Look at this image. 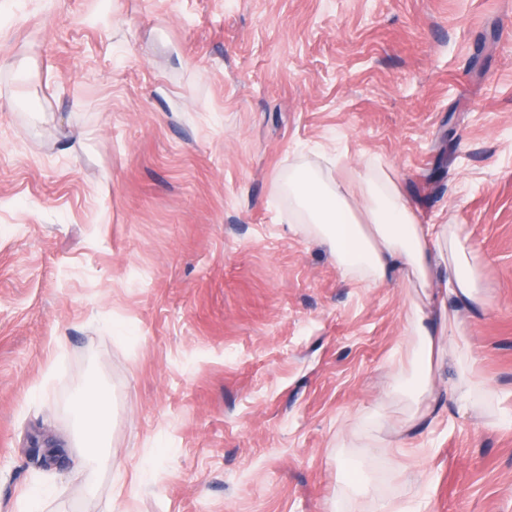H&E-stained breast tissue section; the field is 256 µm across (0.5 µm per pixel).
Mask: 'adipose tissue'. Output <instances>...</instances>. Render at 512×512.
<instances>
[{
	"instance_id": "adipose-tissue-1",
	"label": "adipose tissue",
	"mask_w": 512,
	"mask_h": 512,
	"mask_svg": "<svg viewBox=\"0 0 512 512\" xmlns=\"http://www.w3.org/2000/svg\"><path fill=\"white\" fill-rule=\"evenodd\" d=\"M288 195L297 222L328 246L348 280L368 288L406 285L411 372L395 374L393 381L409 402L412 420L431 415L435 379L449 366L456 371L449 398L459 410L475 408L486 387L473 373L470 319L463 311L487 309L490 299L462 227L419 223L393 183L372 177L359 178L353 190L314 169L298 168L288 177ZM110 404L109 392L92 387L76 406L88 449L75 461L88 486L109 461L102 446Z\"/></svg>"
}]
</instances>
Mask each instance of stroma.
Listing matches in <instances>:
<instances>
[{
  "instance_id": "stroma-1",
  "label": "stroma",
  "mask_w": 512,
  "mask_h": 512,
  "mask_svg": "<svg viewBox=\"0 0 512 512\" xmlns=\"http://www.w3.org/2000/svg\"><path fill=\"white\" fill-rule=\"evenodd\" d=\"M336 155L463 225L498 426L444 397L405 432L404 286L345 280L282 189ZM38 490L41 512H512V0H0V512ZM111 404L109 392L99 388H89L76 406L77 413L85 420L84 439L89 450L75 456L77 472L84 477L89 494L95 492L94 476L98 469L109 461V453L101 450L103 446L107 417Z\"/></svg>"
}]
</instances>
